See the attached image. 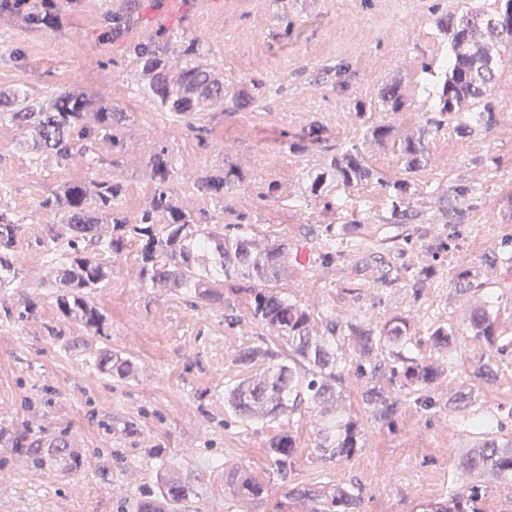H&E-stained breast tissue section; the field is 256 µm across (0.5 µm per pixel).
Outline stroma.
<instances>
[{"instance_id": "1", "label": "stroma", "mask_w": 512, "mask_h": 512, "mask_svg": "<svg viewBox=\"0 0 512 512\" xmlns=\"http://www.w3.org/2000/svg\"><path fill=\"white\" fill-rule=\"evenodd\" d=\"M60 2L59 29L0 26V88L44 94L83 87L125 108L124 150L107 173L127 184L128 211L149 201L144 159L153 149L165 147L185 172L227 159L245 179L223 202L179 178L172 183L175 194L197 211L245 216L259 240L287 241L288 272L280 290L316 315L379 326L400 316L421 339L438 322L459 331L483 303L481 294L455 291L459 272L472 269L491 278L496 331L512 336V267L501 268L499 261L503 243L512 239V39L502 44V65L491 85L496 125L464 138L450 129L429 133L428 165L414 178L410 204L427 216L438 212L450 186H468L471 219L456 238H449L445 225L429 224L424 237H410L402 252L359 256L347 250L328 263L323 244L342 225H351L357 240L396 234L395 225L380 221L391 198L375 184L332 204L304 191L306 170L352 143L362 145L387 181L404 179L391 151L364 141L351 101L374 97L384 84L399 81L405 108L374 118L402 134L422 129V67L442 51L432 14L463 13L465 0H280L269 13L255 6L206 17L197 0ZM129 11L137 15L140 31L109 36V19ZM164 29L204 34L207 61L219 77L244 90L250 78L262 75L271 86L267 98L235 111L211 109L198 138L188 133L185 120L132 102L137 73L129 47ZM334 61L350 65L347 93H338L323 72ZM316 118L327 128L322 141L307 154L290 152L288 136ZM16 138L15 129L0 126V181L13 188L11 207L31 219L16 255L23 291L39 304L19 322L16 294H0V427L23 423L48 436L67 430L82 465L34 472L15 449L1 445L7 465L0 471V512H135L139 492L165 471L196 490L177 512H303L302 503L289 498V486L327 482L360 489L359 512H419L420 503L445 496L453 483L478 481L460 468L461 454L477 437L464 431L467 411L449 404V392L465 387L512 433V367L490 386L472 377V363L491 352L473 340L462 343L451 372L431 387L436 408L419 411L405 404L390 427L360 410L365 381L346 375L345 404L367 437L364 449L348 461L313 460L318 422L308 411L297 422L281 418L241 426L224 401L225 387L242 375L236 355L254 344L285 348L276 331L249 316L250 296L241 279L225 281V303L219 306L142 285L129 254L117 263L111 283L89 294L104 316L102 334L62 320L53 289L42 285L43 237L58 217L38 210L37 203L90 174L79 166H35L16 149ZM405 264L428 268L421 288L406 287ZM228 304L236 307L239 322L225 321ZM101 350L131 358L135 376L122 380L100 371L94 360ZM284 432L295 440L294 471L285 485L271 479L267 454L269 441ZM236 468L269 480L267 494L248 504L234 501L225 474Z\"/></svg>"}]
</instances>
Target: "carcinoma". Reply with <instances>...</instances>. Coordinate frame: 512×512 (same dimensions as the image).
I'll return each instance as SVG.
<instances>
[{"instance_id":"cac0c4a2","label":"carcinoma","mask_w":512,"mask_h":512,"mask_svg":"<svg viewBox=\"0 0 512 512\" xmlns=\"http://www.w3.org/2000/svg\"><path fill=\"white\" fill-rule=\"evenodd\" d=\"M30 29L60 27L55 0H46L34 17L18 8L14 0H0V22ZM436 36L446 44L447 58L423 66L433 78L428 90L425 125L430 131L453 127L463 137L472 126L491 129L496 124L495 108L488 100L489 87L501 63V44L512 38V0H491L466 7L460 17L453 14L433 18ZM203 39L164 30L157 38L137 42L131 53L138 80L131 95L152 102L176 116L205 112L213 103L234 108L267 94L261 77L251 79L256 94L244 98L232 86H224L211 64L203 60ZM405 106L401 84L382 87L377 98L352 101L354 115L363 125L365 140L396 155L409 174L424 168L428 151L425 134L399 135L391 125L371 121L375 112H400ZM125 113L111 102L83 89H67L39 98L19 89L0 88V124L19 132L16 147L40 166L52 159L60 166L80 164L88 170L102 168L106 158L99 144L111 146V154L123 147L121 137ZM320 126L289 144L300 154L319 140ZM145 173L153 184L146 207L131 215L123 207L126 187L105 175L85 182H73L42 196L39 208L60 215V228H48L46 272L43 282L57 289L55 304L65 321H78L100 331L103 317L89 301L88 293L106 287L115 266L136 244L140 282L174 292L224 304V281L246 278L259 283L251 289L249 311L253 318L277 331L288 351L276 353L260 345L243 348L236 362L247 375L226 390L227 409L242 425L293 417L302 403L317 412L321 421L313 448L319 461L342 462L364 447L357 422L347 411L340 391L345 373L354 371L365 378L362 407L366 416L391 425L402 402L382 382L400 381L401 387L416 395L419 404L428 402L431 386L447 375L452 362L448 348L454 346L456 331L443 324L431 328L428 341L442 355L439 363L425 362L412 342L407 321L394 316L382 327L369 321L343 322L334 314L320 319L310 309L280 291L288 259V245L278 241L265 244L255 239L244 217L237 215L221 224L209 223L203 212H195L174 195L170 182L177 168L167 149L150 154ZM199 191L212 199H224V191L240 182L241 175L226 162L221 170H202L187 176ZM376 184L396 198L411 194L410 183L384 181L368 163L361 147L346 145L327 156L307 172V188L313 195L330 185L350 193ZM447 204L433 221L455 231L464 223L468 188L449 189ZM10 184L0 183V290L21 287L16 262V243L24 231L25 216L10 207ZM419 216L410 205L394 206L383 224H409ZM374 249L396 250V238H380L356 244L355 252ZM467 337L492 347V354L480 358L473 375L487 383L496 381L500 367L512 363V338L496 334V314L489 307L470 316ZM352 352H347L346 341ZM99 370L120 379L134 376L135 363L114 353L95 357ZM490 419L481 407L469 414L466 426L474 434L487 432ZM26 464L43 470L62 462L70 470L80 468L79 455L65 434L48 439L18 426L0 433ZM272 474L282 482L294 469V439L284 433L273 438L267 448ZM463 469L478 473L497 484L512 483V436L483 438L462 458ZM237 500L247 504L267 493V484L244 470L231 473ZM486 485H453L448 496L430 504L427 512H481ZM192 494V488L169 472L155 488L139 494L137 512H172V508ZM289 495L303 502L307 512H356L361 496L338 484L316 489L291 488Z\"/></svg>"}]
</instances>
